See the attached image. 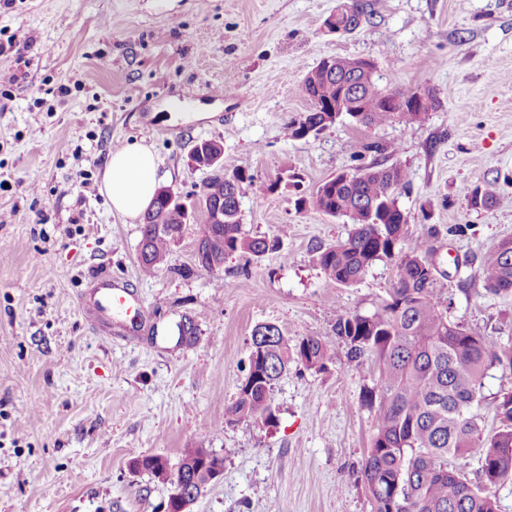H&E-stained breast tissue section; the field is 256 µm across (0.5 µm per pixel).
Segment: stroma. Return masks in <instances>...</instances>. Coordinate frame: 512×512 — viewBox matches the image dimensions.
Returning <instances> with one entry per match:
<instances>
[{
  "label": "stroma",
  "mask_w": 512,
  "mask_h": 512,
  "mask_svg": "<svg viewBox=\"0 0 512 512\" xmlns=\"http://www.w3.org/2000/svg\"><path fill=\"white\" fill-rule=\"evenodd\" d=\"M344 2L0 0V42L17 45L0 54V512H167L169 485L132 462L174 466L198 446L223 457L224 475L192 512H371L360 469L373 364L348 363L332 325L337 307L377 310L393 264L337 287L317 249L348 225L293 204L338 173L405 168L408 241L434 250L452 316L512 337V295L488 293L481 270L512 238V0H363L356 31L327 32ZM331 56L372 59L381 86L430 90L440 105L413 124L341 119L291 137L290 120L309 108L299 86ZM176 101L202 119L172 117ZM141 139L162 186L185 199L210 175L189 159L204 140L221 145L225 171L256 183L298 173L299 189H249L240 203L249 235L287 228L281 250L207 270L194 220L143 274L141 221L84 189L100 184L114 149ZM475 185L491 208L470 207L464 189ZM456 224L466 235L449 236ZM97 270L131 280L149 319L92 326L79 298ZM184 319L194 335L180 344ZM265 323L320 337L336 362L326 373L290 366L272 392L274 422L226 423Z\"/></svg>",
  "instance_id": "obj_1"
}]
</instances>
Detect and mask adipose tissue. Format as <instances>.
Masks as SVG:
<instances>
[{
  "instance_id": "adipose-tissue-1",
  "label": "adipose tissue",
  "mask_w": 512,
  "mask_h": 512,
  "mask_svg": "<svg viewBox=\"0 0 512 512\" xmlns=\"http://www.w3.org/2000/svg\"><path fill=\"white\" fill-rule=\"evenodd\" d=\"M158 185L151 146L135 140L112 152L105 164L100 191L114 212L133 221L150 207Z\"/></svg>"
}]
</instances>
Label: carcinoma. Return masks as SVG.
Instances as JSON below:
<instances>
[{
  "label": "carcinoma",
  "mask_w": 512,
  "mask_h": 512,
  "mask_svg": "<svg viewBox=\"0 0 512 512\" xmlns=\"http://www.w3.org/2000/svg\"><path fill=\"white\" fill-rule=\"evenodd\" d=\"M300 91L310 107L291 120L294 138L305 126L321 131L342 116L380 127L395 121L413 123L439 106L436 95L427 91L417 108L388 112L383 87L374 78L360 84L357 111L345 114L315 108L317 101L324 107L336 103V78L322 77L314 83L308 75ZM344 176L339 173L302 196L296 211L311 207L351 225L347 238L318 249L317 264L328 281L349 287L376 262H393V287L381 307L368 314L338 307L333 324L334 335L346 346L348 362L374 363L372 386L364 394L373 432L361 468L372 512H498L493 488L512 482V390L495 397V430L485 432L478 408L486 372L496 365L512 368V346L476 334L451 318V301L439 285L429 250L416 243L403 246L408 220L400 212L398 195L409 185L405 169L373 162L352 172L348 182ZM233 178L241 185L232 184ZM246 186L266 194L279 183L257 186L241 169L230 177L217 169L198 193L202 233L212 236L222 259L238 252L258 259L280 250L281 239L288 234L286 226L273 237L244 231L237 196ZM466 196L475 209L492 204V195L478 185L467 189ZM218 205L224 210V223L213 224L210 218ZM370 206L372 213L366 211ZM185 226L179 204L162 196L155 199L142 227L141 241L148 249V256L139 258L144 274L167 262ZM482 274L488 292L512 295V239L484 255ZM253 335L270 336L272 341L269 350L258 353L262 365L249 363L237 398L225 414L227 423L272 421L271 392L291 364L322 373L335 359L317 336L291 343L271 324L257 326ZM470 454L478 455L479 462L473 479L448 463L451 457ZM212 455L211 448L184 449L182 458L193 462L187 479L203 480L202 466Z\"/></svg>",
  "instance_id": "obj_1"
}]
</instances>
